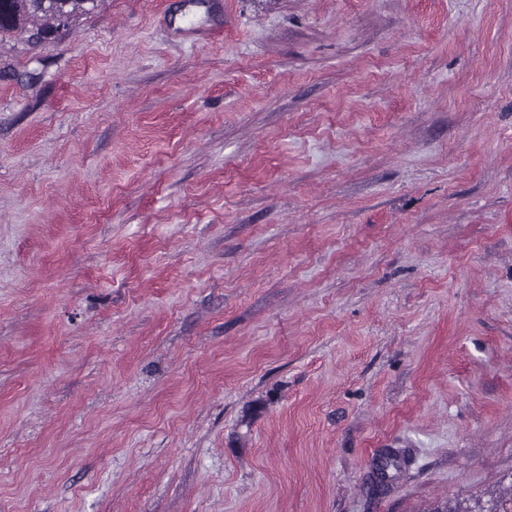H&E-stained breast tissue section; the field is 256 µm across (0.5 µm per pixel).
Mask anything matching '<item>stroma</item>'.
<instances>
[{"label": "stroma", "mask_w": 512, "mask_h": 512, "mask_svg": "<svg viewBox=\"0 0 512 512\" xmlns=\"http://www.w3.org/2000/svg\"><path fill=\"white\" fill-rule=\"evenodd\" d=\"M455 504L512 512V0L0 37V512Z\"/></svg>", "instance_id": "35a3bbf8"}]
</instances>
